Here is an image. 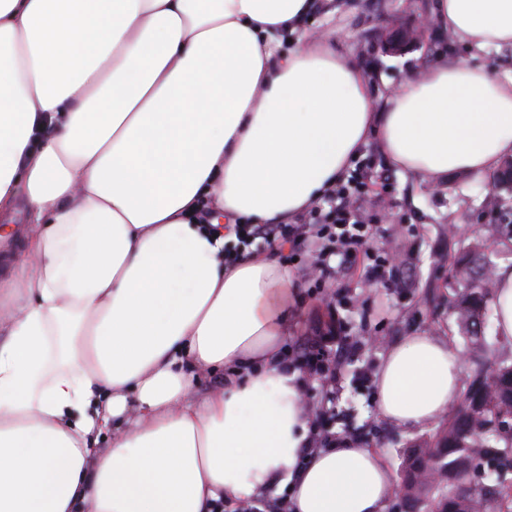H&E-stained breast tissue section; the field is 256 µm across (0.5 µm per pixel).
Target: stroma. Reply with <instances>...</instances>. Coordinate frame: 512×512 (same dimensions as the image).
Here are the masks:
<instances>
[{"instance_id":"stroma-1","label":"stroma","mask_w":512,"mask_h":512,"mask_svg":"<svg viewBox=\"0 0 512 512\" xmlns=\"http://www.w3.org/2000/svg\"><path fill=\"white\" fill-rule=\"evenodd\" d=\"M431 0H340L335 16L316 11L306 20L314 34L336 33L346 58L362 66L372 80L374 96L395 91L410 69L431 63L451 48L447 33L421 27L430 15ZM422 28L417 45L391 54L382 43L400 31ZM362 219L376 225L369 244L374 255L395 253L399 268L377 280L352 270L354 254L331 257L335 273L323 289L313 288L303 270H295L296 291L289 305L295 313L283 350L305 372L303 397L317 406L313 422L317 434L336 440H356L387 454L394 476H401L406 450L438 431L430 424L402 430L378 413L374 378L387 345L405 336L444 330L448 344L462 359L465 374L477 362L495 356L512 358V343L485 327L486 347L463 337L449 315L453 290L448 286V264L469 238L484 234L488 225L512 220V210L497 213L483 208L491 181L452 173L432 186L409 174L387 167L375 146L349 170ZM459 232L449 236L448 223ZM342 324L340 361L324 372L308 374L305 359L316 353L319 338Z\"/></svg>"}]
</instances>
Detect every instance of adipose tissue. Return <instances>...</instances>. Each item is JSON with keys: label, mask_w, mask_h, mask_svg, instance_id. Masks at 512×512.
Listing matches in <instances>:
<instances>
[{"label": "adipose tissue", "mask_w": 512, "mask_h": 512, "mask_svg": "<svg viewBox=\"0 0 512 512\" xmlns=\"http://www.w3.org/2000/svg\"><path fill=\"white\" fill-rule=\"evenodd\" d=\"M318 0H0V214L33 230L0 275V512H383V449L313 445L280 346L281 245L229 257L224 220L291 224L369 143L439 184L512 158V74L454 51L375 99ZM475 53L512 51V0H432ZM512 342V264L494 271ZM224 381L196 393L200 373ZM439 335L391 344L387 422L441 419L462 387ZM111 431L112 445L98 440ZM286 496V493L277 494L273 489L265 497L245 503L251 505L256 512H289Z\"/></svg>", "instance_id": "obj_1"}]
</instances>
